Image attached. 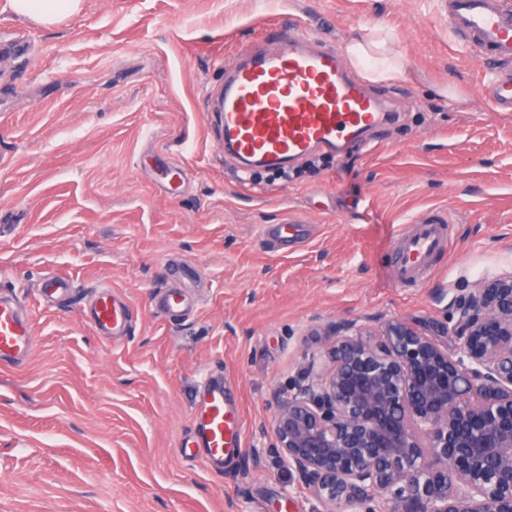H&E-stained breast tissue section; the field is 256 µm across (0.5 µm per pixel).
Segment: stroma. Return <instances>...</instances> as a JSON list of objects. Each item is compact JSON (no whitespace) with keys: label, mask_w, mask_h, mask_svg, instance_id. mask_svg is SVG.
Listing matches in <instances>:
<instances>
[{"label":"stroma","mask_w":512,"mask_h":512,"mask_svg":"<svg viewBox=\"0 0 512 512\" xmlns=\"http://www.w3.org/2000/svg\"><path fill=\"white\" fill-rule=\"evenodd\" d=\"M441 5L81 0L45 26L0 0V40L29 43L0 67V294L26 298L37 339L26 365L0 368V512H320L266 452L278 393L323 350L313 328L441 323L462 289L512 268V112L492 110ZM285 14L342 50L379 43L404 76L370 81L394 115L363 144L242 184L212 101L243 48L276 47ZM440 210L448 251L398 285L400 234ZM291 219L297 246L261 236ZM57 273L68 295L39 303ZM100 285L133 309L116 341L83 318ZM163 288L192 310L156 312ZM211 372L244 437L220 475L180 451Z\"/></svg>","instance_id":"1"}]
</instances>
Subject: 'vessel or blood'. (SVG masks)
Masks as SVG:
<instances>
[{
  "instance_id": "1",
  "label": "vessel or blood",
  "mask_w": 512,
  "mask_h": 512,
  "mask_svg": "<svg viewBox=\"0 0 512 512\" xmlns=\"http://www.w3.org/2000/svg\"><path fill=\"white\" fill-rule=\"evenodd\" d=\"M448 28L487 70L484 88L493 111L512 112V0H444ZM278 50H248L230 70L218 97L223 147L240 173L283 169L313 152H346L387 118L386 103L350 71L336 49L304 37L291 22H279ZM452 218L440 212L399 238L394 266L399 283L422 280L429 259L448 247ZM86 318L101 336L125 335L132 308L112 289L99 290ZM36 347L19 298L0 295V367L19 368ZM240 417L228 404L222 376L206 374L198 392L191 448L215 473L225 457L242 449Z\"/></svg>"
}]
</instances>
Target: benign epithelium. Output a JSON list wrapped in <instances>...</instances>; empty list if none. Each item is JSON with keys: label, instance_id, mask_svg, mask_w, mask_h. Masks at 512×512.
Listing matches in <instances>:
<instances>
[{"label": "benign epithelium", "instance_id": "7a95c632", "mask_svg": "<svg viewBox=\"0 0 512 512\" xmlns=\"http://www.w3.org/2000/svg\"><path fill=\"white\" fill-rule=\"evenodd\" d=\"M314 335L326 361L278 396L268 452L322 512H512V270L430 330L352 318Z\"/></svg>", "mask_w": 512, "mask_h": 512}]
</instances>
